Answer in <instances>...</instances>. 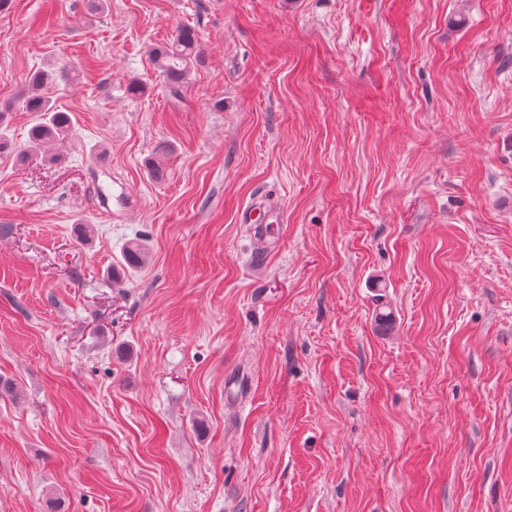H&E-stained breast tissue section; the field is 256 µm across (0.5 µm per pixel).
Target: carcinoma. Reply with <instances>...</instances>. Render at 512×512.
<instances>
[{
  "label": "carcinoma",
  "mask_w": 512,
  "mask_h": 512,
  "mask_svg": "<svg viewBox=\"0 0 512 512\" xmlns=\"http://www.w3.org/2000/svg\"><path fill=\"white\" fill-rule=\"evenodd\" d=\"M198 40L193 29H182L177 37L152 50L153 61L172 93H177L187 79L191 69L197 64L199 54ZM54 80L51 69H41L32 74L29 80L30 95L26 108L30 112L41 113V118L28 131V147L38 150L48 145H61L70 136L72 118L59 111L49 97L43 93L44 88ZM145 246L132 242L124 252V261L129 266H138L145 261Z\"/></svg>",
  "instance_id": "1"
}]
</instances>
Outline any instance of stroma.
<instances>
[{"instance_id":"35a3bbf8","label":"stroma","mask_w":512,"mask_h":512,"mask_svg":"<svg viewBox=\"0 0 512 512\" xmlns=\"http://www.w3.org/2000/svg\"><path fill=\"white\" fill-rule=\"evenodd\" d=\"M1 132L0 512H512V0H7ZM198 40L192 28L182 29L177 37L152 50L153 61L172 93H177L197 64ZM54 80L52 69H41L32 74L29 80L30 95L26 108L30 112H41L39 119L28 131V147L38 150L48 145H61L70 136L72 118L59 111L43 93L44 88ZM269 217H276L283 222L284 211L270 199L261 198L246 206L241 211L239 219L242 224H258Z\"/></svg>"}]
</instances>
